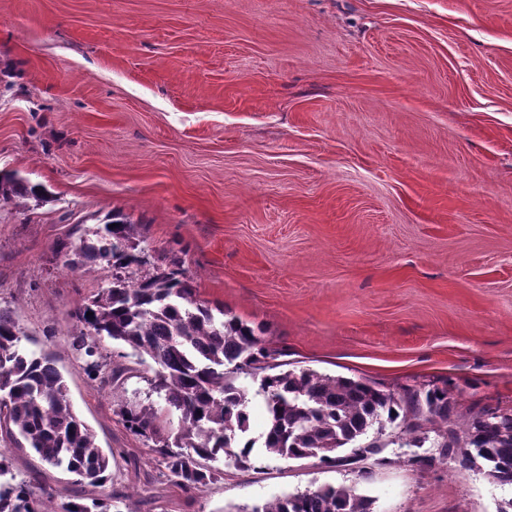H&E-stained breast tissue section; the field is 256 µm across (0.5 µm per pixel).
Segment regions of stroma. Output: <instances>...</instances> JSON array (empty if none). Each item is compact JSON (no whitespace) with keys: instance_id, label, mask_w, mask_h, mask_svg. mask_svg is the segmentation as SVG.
<instances>
[{"instance_id":"1","label":"stroma","mask_w":512,"mask_h":512,"mask_svg":"<svg viewBox=\"0 0 512 512\" xmlns=\"http://www.w3.org/2000/svg\"><path fill=\"white\" fill-rule=\"evenodd\" d=\"M1 169L49 199L0 208V308L112 454L109 482L80 485L0 437L36 490L134 512H251L328 485L372 512L512 500L394 445L354 465L226 459L185 492L118 414L155 401L150 362L107 343L123 370L107 388L70 347L102 272L52 258L72 225L118 211L289 368L511 409L512 0H0Z\"/></svg>"}]
</instances>
